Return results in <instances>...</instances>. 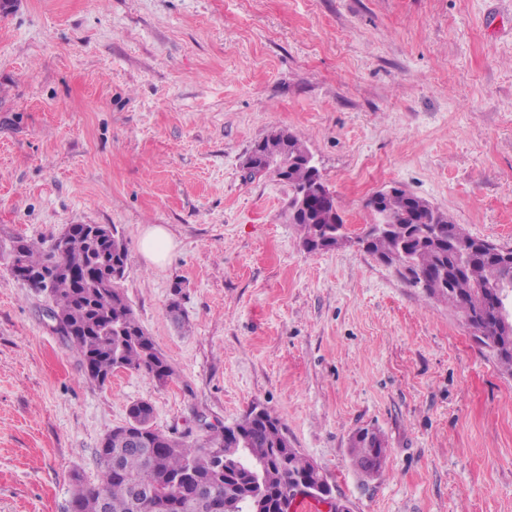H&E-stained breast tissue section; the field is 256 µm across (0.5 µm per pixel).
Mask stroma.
Returning a JSON list of instances; mask_svg holds the SVG:
<instances>
[{
	"label": "stroma",
	"mask_w": 512,
	"mask_h": 512,
	"mask_svg": "<svg viewBox=\"0 0 512 512\" xmlns=\"http://www.w3.org/2000/svg\"><path fill=\"white\" fill-rule=\"evenodd\" d=\"M300 136L348 235L392 185L512 247V0H11L0 10V512H66L136 401L202 438L255 404L352 512H512V377L447 302L353 245L310 252L244 163ZM116 227L175 370L89 382L16 279L17 239ZM175 247L156 267L144 228ZM179 302L185 321L169 314ZM386 440L362 477L350 439Z\"/></svg>",
	"instance_id": "obj_1"
}]
</instances>
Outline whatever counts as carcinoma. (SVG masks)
Segmentation results:
<instances>
[{
  "instance_id": "cac0c4a2",
  "label": "carcinoma",
  "mask_w": 512,
  "mask_h": 512,
  "mask_svg": "<svg viewBox=\"0 0 512 512\" xmlns=\"http://www.w3.org/2000/svg\"><path fill=\"white\" fill-rule=\"evenodd\" d=\"M251 153L283 156V173L292 192L313 190L302 139L286 130L257 142ZM366 208L381 209L385 226H368L365 252L396 266L422 289L439 283L436 298L457 310L478 346L512 376V345L499 342L489 330L498 313L512 317V263L482 249L480 239L465 232L444 212L403 191L369 198ZM309 252L337 246L336 230L343 226L337 200L313 205L291 216ZM18 277L45 292L52 301L51 318L67 347L81 357L87 379L103 385L116 369L143 370L158 385L174 375L168 360L147 335L127 300L122 283L128 255L118 231L99 224H72L47 252L23 241L16 258ZM147 401L130 405L128 421L113 429L98 448L101 484L77 488L68 512H211L215 500H233L232 512H255L254 498L266 497L264 512H283L299 492L294 481L312 479L322 468L300 451L291 453L287 428L258 405L234 426L208 425L201 443L171 437L152 425ZM353 460H377L383 469L385 438L373 428H360L351 438ZM266 466L260 482L258 464Z\"/></svg>"
}]
</instances>
